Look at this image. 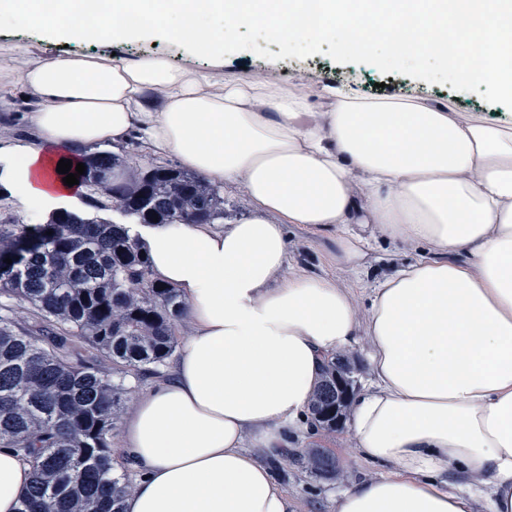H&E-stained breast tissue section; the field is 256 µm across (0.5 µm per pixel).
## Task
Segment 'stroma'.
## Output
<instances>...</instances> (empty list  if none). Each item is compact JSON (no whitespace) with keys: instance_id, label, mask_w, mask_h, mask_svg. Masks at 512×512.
Returning <instances> with one entry per match:
<instances>
[{"instance_id":"obj_1","label":"stroma","mask_w":512,"mask_h":512,"mask_svg":"<svg viewBox=\"0 0 512 512\" xmlns=\"http://www.w3.org/2000/svg\"><path fill=\"white\" fill-rule=\"evenodd\" d=\"M27 45L33 57L52 59L64 53L101 55L116 53L129 60L142 54L155 52L169 57L176 63H193L194 66L211 70L220 77H233L242 80H270L287 88H302L311 95L314 110H321L325 103L324 92L340 88L345 83L356 82L361 91L375 97L406 94L422 99L432 106L448 103L454 104L457 111L470 112L490 122L512 123V112L502 105L486 103L478 94L472 92H456L450 86L428 84L422 80L396 73L381 74L371 65L337 64L329 57L316 54L306 59L287 58L277 62L258 57L253 52H235L221 61L212 62L201 58H189L185 49L164 40H132L114 44L100 42H72L64 44L56 40L26 32L0 31V51L8 52L15 44ZM32 108L28 90L22 83H15L8 104L0 105V140L9 141L26 137L30 133L26 114ZM103 151H115L120 159V168L130 182H137L140 174L153 166L178 167L176 157L160 154L145 143L141 132L129 134L120 148H112L111 144H103ZM67 208L87 219L104 222H125V215L114 211L112 198L101 190L84 189L71 199ZM402 250L378 239L376 251L370 266L360 276H352L349 272L339 269L335 275L350 285L357 296L359 305H367L368 291L366 286L381 276L390 266L404 260ZM346 426H339L336 431L329 432L313 428L311 434L303 442L295 444V451L306 448H321L330 453L343 471V478H324L307 468L297 464H282L275 468L274 473L292 497L296 512H331L332 500L342 487L344 478L356 477L370 472V465L357 461L344 453Z\"/></svg>"}]
</instances>
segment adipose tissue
I'll return each mask as SVG.
<instances>
[{
    "label": "adipose tissue",
    "mask_w": 512,
    "mask_h": 512,
    "mask_svg": "<svg viewBox=\"0 0 512 512\" xmlns=\"http://www.w3.org/2000/svg\"><path fill=\"white\" fill-rule=\"evenodd\" d=\"M13 61L36 102L31 137L0 145V189L33 220L74 194L60 159L134 128L250 202L221 227L129 228L191 331L125 420V512H295L270 462L308 434L340 351L361 352L371 376L350 448L381 470L334 512H512V125L351 85L315 112L299 90L161 56L42 61L18 47ZM292 228L329 240L327 265L355 275L380 236L412 257L361 313L352 288L291 260ZM29 482L28 462L0 448V512Z\"/></svg>",
    "instance_id": "obj_1"
}]
</instances>
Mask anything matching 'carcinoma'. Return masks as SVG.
<instances>
[{
  "label": "carcinoma",
  "mask_w": 512,
  "mask_h": 512,
  "mask_svg": "<svg viewBox=\"0 0 512 512\" xmlns=\"http://www.w3.org/2000/svg\"><path fill=\"white\" fill-rule=\"evenodd\" d=\"M116 163L109 152L89 156L79 181L95 189L93 175ZM126 201V215L140 224H182L198 210L224 219L219 191L173 168L148 171ZM66 220L54 213L44 225H0V242L22 255L0 266V446L32 469L18 512H123L131 485L114 473L112 432L132 392L125 376L158 373L185 306L177 288L160 289L126 227ZM24 307L35 324L19 323ZM75 339L91 361H71ZM338 372L350 368L333 356L309 403L327 431L350 407L326 400Z\"/></svg>",
  "instance_id": "carcinoma-1"
}]
</instances>
